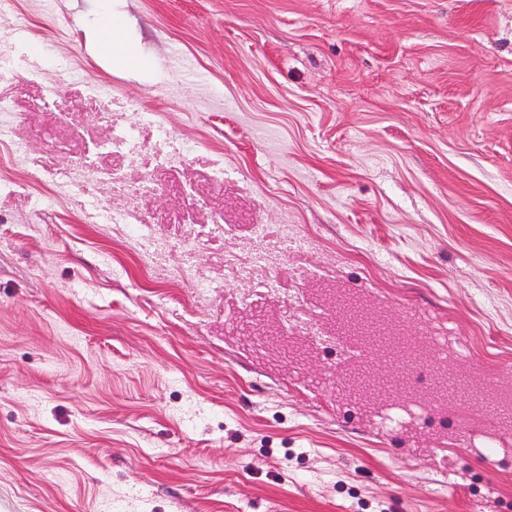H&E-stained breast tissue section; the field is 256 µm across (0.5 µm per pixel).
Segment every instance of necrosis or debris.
Returning a JSON list of instances; mask_svg holds the SVG:
<instances>
[{
  "instance_id": "1",
  "label": "necrosis or debris",
  "mask_w": 512,
  "mask_h": 512,
  "mask_svg": "<svg viewBox=\"0 0 512 512\" xmlns=\"http://www.w3.org/2000/svg\"><path fill=\"white\" fill-rule=\"evenodd\" d=\"M20 27L12 0H0V70L19 64L25 72L21 81L0 83V148L19 173L0 181V197L24 203L30 221L64 204L86 223L123 225L147 273L169 285L194 281L202 298L221 287L224 276L251 278L300 249L288 226L272 237L265 225L236 214L224 198L234 183L223 154L173 133L159 110L141 107L100 80L48 86L42 56L15 58L13 35ZM37 143L42 152H34ZM35 183L47 186V195H33ZM159 197L171 208H155ZM184 223L198 242H232L247 231V260L219 257L214 275L199 276L192 250L174 253L168 234Z\"/></svg>"
}]
</instances>
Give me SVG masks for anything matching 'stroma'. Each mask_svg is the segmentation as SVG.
Listing matches in <instances>:
<instances>
[{"label":"stroma","instance_id":"1","mask_svg":"<svg viewBox=\"0 0 512 512\" xmlns=\"http://www.w3.org/2000/svg\"><path fill=\"white\" fill-rule=\"evenodd\" d=\"M15 34L52 84L112 82L221 152L301 267L464 347L512 398V0H54ZM119 17L117 41L95 39ZM254 288L151 281L60 207L0 223V512H512V425L448 396L385 435L325 345L229 335ZM306 282L262 306L316 319ZM468 417L459 437L454 422Z\"/></svg>","mask_w":512,"mask_h":512}]
</instances>
